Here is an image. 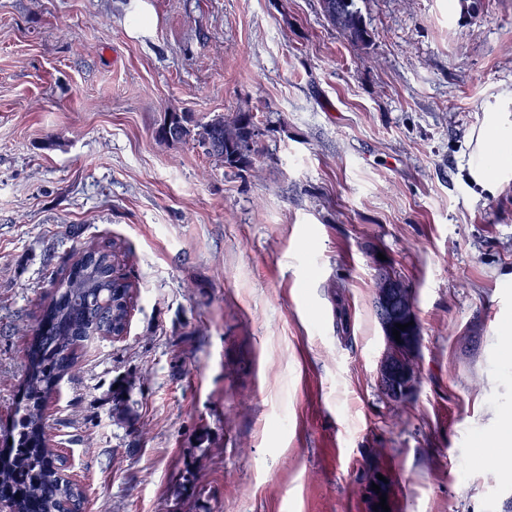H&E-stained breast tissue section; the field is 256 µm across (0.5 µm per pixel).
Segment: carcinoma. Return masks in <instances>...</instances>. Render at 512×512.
Returning <instances> with one entry per match:
<instances>
[{
	"label": "carcinoma",
	"mask_w": 512,
	"mask_h": 512,
	"mask_svg": "<svg viewBox=\"0 0 512 512\" xmlns=\"http://www.w3.org/2000/svg\"><path fill=\"white\" fill-rule=\"evenodd\" d=\"M324 12L352 42L368 33L355 0H322ZM161 142H193L217 167H242L258 153L255 116L218 114L190 125L188 114L171 112L158 127ZM135 284L120 272L117 254L91 246L81 252L41 309L37 333L27 352L23 397L13 416L12 445L0 453V500L15 512H82L84 490L59 476L58 454L48 443L43 409L62 378L76 364L84 342L111 336L127 324ZM136 382L124 381L112 391V422L133 431Z\"/></svg>",
	"instance_id": "cac0c4a2"
}]
</instances>
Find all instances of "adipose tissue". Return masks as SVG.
I'll return each mask as SVG.
<instances>
[{
  "mask_svg": "<svg viewBox=\"0 0 512 512\" xmlns=\"http://www.w3.org/2000/svg\"><path fill=\"white\" fill-rule=\"evenodd\" d=\"M482 111L468 137L467 174L481 191L495 194L512 183V88H501Z\"/></svg>",
  "mask_w": 512,
  "mask_h": 512,
  "instance_id": "obj_1",
  "label": "adipose tissue"
}]
</instances>
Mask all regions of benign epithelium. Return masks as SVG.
<instances>
[{
    "label": "benign epithelium",
    "mask_w": 512,
    "mask_h": 512,
    "mask_svg": "<svg viewBox=\"0 0 512 512\" xmlns=\"http://www.w3.org/2000/svg\"><path fill=\"white\" fill-rule=\"evenodd\" d=\"M401 294L406 303L403 323L407 324V328L400 331V340L397 341L393 336L394 326H383L385 352L379 365V377L390 393L404 400L417 389L413 358L420 341V328L409 289H401Z\"/></svg>",
    "instance_id": "1"
}]
</instances>
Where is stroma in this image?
Wrapping results in <instances>:
<instances>
[{
	"label": "stroma",
	"mask_w": 512,
	"mask_h": 512,
	"mask_svg": "<svg viewBox=\"0 0 512 512\" xmlns=\"http://www.w3.org/2000/svg\"><path fill=\"white\" fill-rule=\"evenodd\" d=\"M0 0V430L40 308L117 244L125 336L45 406L83 512H504L512 465V184L463 171L512 87V0ZM253 112L217 167L166 113ZM410 288L418 386L393 401L375 278ZM140 381L136 434L112 384ZM324 12L339 32L351 42H364L368 33L355 0H322Z\"/></svg>",
	"instance_id": "stroma-1"
}]
</instances>
